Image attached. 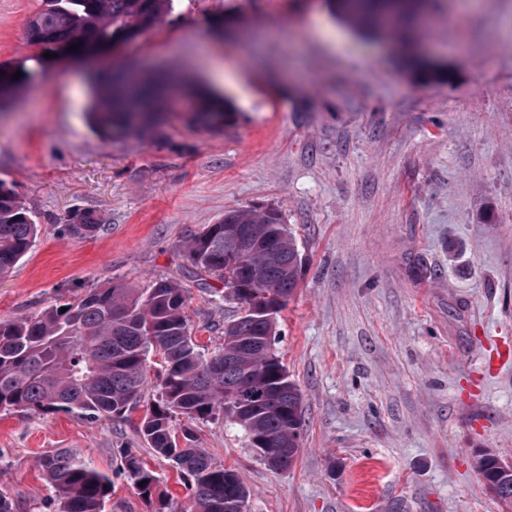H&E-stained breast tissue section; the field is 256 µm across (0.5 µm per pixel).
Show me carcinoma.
<instances>
[{
    "mask_svg": "<svg viewBox=\"0 0 512 512\" xmlns=\"http://www.w3.org/2000/svg\"><path fill=\"white\" fill-rule=\"evenodd\" d=\"M340 20L373 36L403 28L408 33L435 0H326ZM27 31L44 63L45 52L73 55L95 46L125 43L157 25L169 0H44ZM184 86L175 76L162 82L115 71L99 74L92 86V129L105 138H139L166 118L172 95ZM233 112L208 96L196 98L188 121L218 128ZM243 227L253 246L269 244L275 254L247 255V246L226 229ZM97 216L69 214L65 231L73 237L96 232ZM38 224L16 193L0 181V275L26 256ZM191 265L224 281L242 304H275L283 310L302 276L296 239L272 209H241L224 220L189 233L183 243ZM186 289L161 279L149 288L124 281L92 288L63 303L21 318L0 321V412L77 413L86 418L122 419L138 404L148 383V356L164 362L156 398L139 433L155 453L171 460L189 478L190 512H239L249 489L234 470L203 448L178 447L175 419L238 426L258 458L267 448H286L282 468L294 466L302 447V395L272 348L273 328L253 313L224 326L223 344L209 351L190 332L185 315ZM66 311H61V308ZM38 465L51 483L59 512H104L111 492L108 474L66 449L41 456ZM476 468L493 494L512 503V474L499 470L491 452L477 455ZM153 512H165L163 497L153 500L159 477L135 453L121 454V468Z\"/></svg>",
    "mask_w": 512,
    "mask_h": 512,
    "instance_id": "carcinoma-1",
    "label": "carcinoma"
}]
</instances>
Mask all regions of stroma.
I'll list each match as a JSON object with an SVG mask.
<instances>
[{
  "label": "stroma",
  "mask_w": 512,
  "mask_h": 512,
  "mask_svg": "<svg viewBox=\"0 0 512 512\" xmlns=\"http://www.w3.org/2000/svg\"><path fill=\"white\" fill-rule=\"evenodd\" d=\"M41 4L0 0V63L33 72L0 103V180L40 226L0 277V320L167 278L187 290L199 344L217 347L241 305L179 244L228 211L274 209L304 260L274 344L302 395L298 460L269 469L233 425L178 428L238 473L249 512H511L475 457L512 462V0L434 6L420 43L435 81L325 0H170L136 39L41 68L26 37ZM116 61L216 92L233 121L173 115L138 140L100 138L89 81ZM77 209L101 218L95 235L63 233ZM160 374L150 364L124 419L0 413V493L16 512H58L38 466L58 448L109 473L105 512L151 510L118 468L124 448L185 512L187 483L139 434Z\"/></svg>",
  "instance_id": "stroma-1"
}]
</instances>
